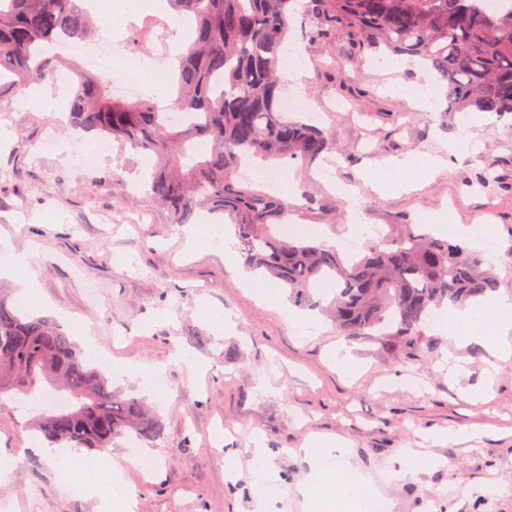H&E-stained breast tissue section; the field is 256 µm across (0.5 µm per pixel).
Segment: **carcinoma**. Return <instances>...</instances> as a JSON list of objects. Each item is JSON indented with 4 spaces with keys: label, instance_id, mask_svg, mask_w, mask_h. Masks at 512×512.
Listing matches in <instances>:
<instances>
[{
    "label": "carcinoma",
    "instance_id": "cac0c4a2",
    "mask_svg": "<svg viewBox=\"0 0 512 512\" xmlns=\"http://www.w3.org/2000/svg\"><path fill=\"white\" fill-rule=\"evenodd\" d=\"M296 2L167 0L171 14L195 21L178 52L172 107L202 120L171 126L153 100H116L100 79L79 72L70 119L153 161L145 196L167 208L171 223L188 224L199 210L229 217L244 266L263 270V278L289 289L295 303L319 305L316 282L335 279L325 311L344 335L387 336L397 348L413 351L424 343L429 350L424 325L432 316L497 293L499 280L478 253L420 224H390L384 241L352 258L334 244L283 238L278 224L300 206L237 177L246 161L309 167L337 151L324 130L280 107L279 63ZM484 2L308 0L307 37L325 40L332 26L343 25L363 47L408 56L434 71L447 89V111L512 115V11ZM98 26L78 0H0V112L32 83L55 81L59 63L40 53L44 45L85 40ZM496 184L495 163L485 159L469 186ZM44 381L74 399L70 410L45 412L32 424L59 448L92 451L124 436L151 444L164 437L162 419L143 400L112 394L110 380L56 322L27 315L0 295V394L28 396Z\"/></svg>",
    "mask_w": 512,
    "mask_h": 512
}]
</instances>
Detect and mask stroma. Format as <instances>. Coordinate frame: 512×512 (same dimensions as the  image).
<instances>
[{"label":"stroma","mask_w":512,"mask_h":512,"mask_svg":"<svg viewBox=\"0 0 512 512\" xmlns=\"http://www.w3.org/2000/svg\"><path fill=\"white\" fill-rule=\"evenodd\" d=\"M300 49L307 65L300 90L341 151L335 179L358 188L365 223L409 224L456 198L458 221L469 225L494 205L498 295L512 299V115L450 116L437 106L430 118L400 130L395 117L413 103L396 90L422 84L423 68L382 67L381 53L359 52L341 29L335 39ZM356 55L360 68L346 73L344 59ZM339 99L346 107L333 111ZM52 130L63 142L75 138L33 104L0 112V238L29 254L41 314L54 317L79 348L95 342L108 359L104 373L116 364L139 367V374L113 376L112 388L143 398L162 416L164 437L148 450L158 466L148 476L127 467L119 441L102 451L125 464L137 512H253L249 449L256 438L269 448L281 482L280 512H304L310 466L296 450L311 435L340 437L354 470L391 501V512H512V360L464 346L453 352L465 373H449L448 338L432 326L425 330L430 351L344 336L326 318L318 332L298 335L284 313L287 296L259 299L242 262H228L208 243L186 249L182 226L170 223L166 210L142 193L113 192L116 180H135L140 156L106 140L105 157L77 170L62 154H39ZM411 154L441 165L410 192L373 189L380 164ZM484 158L496 162L498 185L466 191ZM116 252L129 256L130 266L114 265ZM215 313L231 326L216 330ZM76 319L88 335L76 332ZM339 346L356 361L355 375L331 363L329 352ZM178 350L202 362L204 372L174 360ZM228 350L234 358H225ZM158 368L166 383L160 395L145 386ZM30 418L11 395L0 396V455L13 459L0 476V502L9 512H108L100 500L56 488V467L27 446ZM422 429L450 433V441L428 447L445 465L402 475L396 459ZM230 457L239 465L232 481L224 471Z\"/></svg>","instance_id":"stroma-1"}]
</instances>
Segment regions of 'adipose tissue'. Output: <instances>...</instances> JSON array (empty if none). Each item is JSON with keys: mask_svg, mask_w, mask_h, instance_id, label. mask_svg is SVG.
Segmentation results:
<instances>
[{"mask_svg": "<svg viewBox=\"0 0 512 512\" xmlns=\"http://www.w3.org/2000/svg\"><path fill=\"white\" fill-rule=\"evenodd\" d=\"M437 166V159L426 154L389 162L380 171V184L389 191L406 192L418 173ZM0 276L19 277L25 307L42 305V294L27 256L17 252L5 238L0 239ZM440 329L455 343H476L488 348L495 357L512 358V303L508 300L499 301L492 309L479 304L455 311L441 322ZM331 446V440L315 437L300 449L312 466V478L302 490L306 512H371L375 488L368 480L355 476L349 454H334ZM39 452L60 468L69 469L72 480L88 496L121 507L124 512H134L136 502L122 479L118 463L103 465L89 459L82 467L73 469L63 449L44 445Z\"/></svg>", "mask_w": 512, "mask_h": 512, "instance_id": "1", "label": "adipose tissue"}]
</instances>
